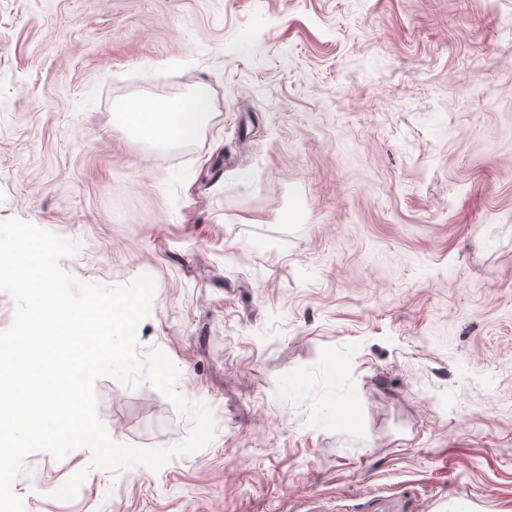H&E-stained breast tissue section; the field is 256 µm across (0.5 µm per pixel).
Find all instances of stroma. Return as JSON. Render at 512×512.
I'll return each mask as SVG.
<instances>
[{
    "instance_id": "35a3bbf8",
    "label": "stroma",
    "mask_w": 512,
    "mask_h": 512,
    "mask_svg": "<svg viewBox=\"0 0 512 512\" xmlns=\"http://www.w3.org/2000/svg\"><path fill=\"white\" fill-rule=\"evenodd\" d=\"M198 84L195 141L117 119ZM10 218L151 275L139 353L214 419L157 471L30 454L25 512H512V0H0ZM95 394L116 442L193 428Z\"/></svg>"
}]
</instances>
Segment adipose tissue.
<instances>
[{"label": "adipose tissue", "instance_id": "adipose-tissue-1", "mask_svg": "<svg viewBox=\"0 0 512 512\" xmlns=\"http://www.w3.org/2000/svg\"><path fill=\"white\" fill-rule=\"evenodd\" d=\"M216 112L208 87L195 86L177 100L149 99L123 109L124 122L147 139L164 142L195 140Z\"/></svg>", "mask_w": 512, "mask_h": 512}]
</instances>
